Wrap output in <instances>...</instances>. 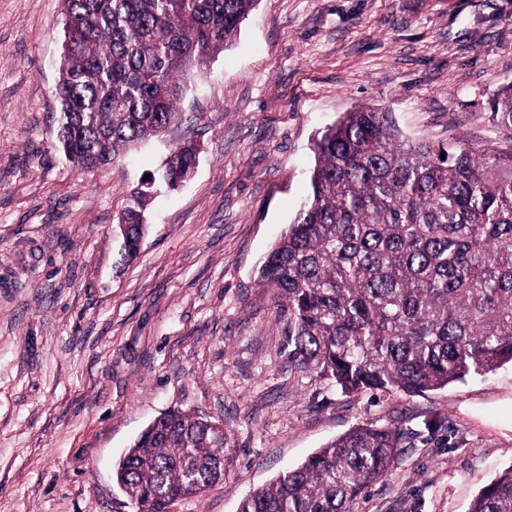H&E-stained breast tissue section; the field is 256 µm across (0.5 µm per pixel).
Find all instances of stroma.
Here are the masks:
<instances>
[{"instance_id": "35a3bbf8", "label": "stroma", "mask_w": 512, "mask_h": 512, "mask_svg": "<svg viewBox=\"0 0 512 512\" xmlns=\"http://www.w3.org/2000/svg\"><path fill=\"white\" fill-rule=\"evenodd\" d=\"M62 0H0V512H133L125 449L178 409L223 423V482L171 512L240 502L358 425L404 434L357 512H468L512 466V365L419 395L345 394L289 355L258 266L310 192L313 141L377 105L413 142L505 149L512 0H259L193 77L165 136L95 171L57 141ZM190 180L122 263L131 189L178 143ZM490 104L499 125L512 135V82L501 85Z\"/></svg>"}]
</instances>
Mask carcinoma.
I'll return each instance as SVG.
<instances>
[{
    "mask_svg": "<svg viewBox=\"0 0 512 512\" xmlns=\"http://www.w3.org/2000/svg\"><path fill=\"white\" fill-rule=\"evenodd\" d=\"M259 0H64L54 95L60 146L79 168L106 167L181 115L187 71L232 45ZM512 133V82L491 100ZM311 194L264 257L259 282L288 311L291 356L345 393L439 390L512 363V150L406 140L389 112L343 113L313 144ZM188 140L165 162L174 189L192 174ZM155 181L120 216L136 257ZM402 434L359 425L255 491L238 512H354L398 463ZM232 434L180 411L146 428L113 467L140 512L226 472ZM469 512H512V466Z\"/></svg>",
    "mask_w": 512,
    "mask_h": 512,
    "instance_id": "1",
    "label": "carcinoma"
}]
</instances>
